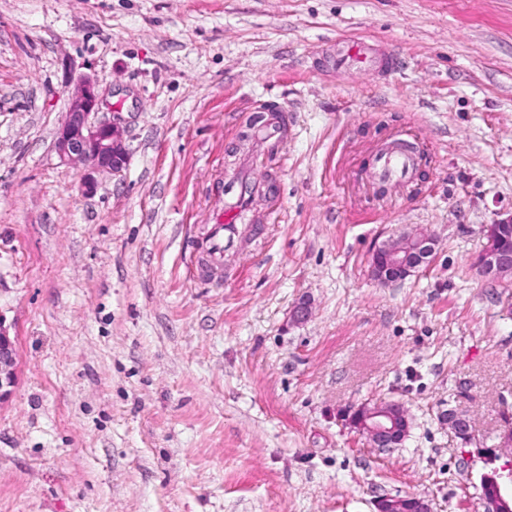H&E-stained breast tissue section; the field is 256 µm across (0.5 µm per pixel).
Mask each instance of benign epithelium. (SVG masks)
I'll return each mask as SVG.
<instances>
[{
	"mask_svg": "<svg viewBox=\"0 0 512 512\" xmlns=\"http://www.w3.org/2000/svg\"><path fill=\"white\" fill-rule=\"evenodd\" d=\"M98 96L95 83L86 78L71 96L66 119L57 135V151L66 163L84 168L83 187L93 192L97 175L115 173L127 163L125 130L120 123L97 119ZM512 228V219L485 226L487 244L474 265L489 281L501 282L512 278V247L501 244L505 232ZM407 245L394 246L395 239L377 245L372 253L371 272L381 285L406 280L420 267L428 264L435 252L434 238L424 232L405 236ZM16 383L15 343L0 330V401L12 394ZM448 427L455 437L468 444L472 440V425L467 414L448 410ZM351 424L366 437L374 448H395L405 438L409 414L397 401L365 406ZM481 485L494 486V491L481 496L482 512H512V465L493 470L481 478ZM376 512H432L428 502L414 496H384L376 501Z\"/></svg>",
	"mask_w": 512,
	"mask_h": 512,
	"instance_id": "7a95c632",
	"label": "benign epithelium"
}]
</instances>
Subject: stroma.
Returning a JSON list of instances; mask_svg holds the SVG:
<instances>
[{
	"mask_svg": "<svg viewBox=\"0 0 512 512\" xmlns=\"http://www.w3.org/2000/svg\"><path fill=\"white\" fill-rule=\"evenodd\" d=\"M339 39L398 66L336 68ZM87 77L129 153L91 194L55 150ZM395 138L422 163L382 189ZM243 170L249 216L195 276ZM507 218L512 0H0V512H478L512 462V282L474 266ZM415 229L430 263L378 284L375 246ZM388 401L412 428L384 451L347 414ZM15 343L0 328V401L12 394L16 383ZM448 427L454 433L455 437L460 439L464 444H468L472 440V425L467 414L455 409L448 410ZM375 507L377 512H432L428 502L414 496H384Z\"/></svg>",
	"mask_w": 512,
	"mask_h": 512,
	"instance_id": "35a3bbf8",
	"label": "stroma"
}]
</instances>
